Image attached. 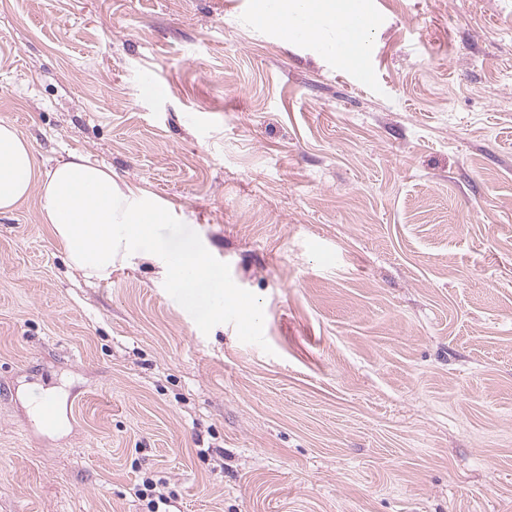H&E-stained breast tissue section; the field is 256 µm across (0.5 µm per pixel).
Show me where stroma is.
Returning a JSON list of instances; mask_svg holds the SVG:
<instances>
[{
    "instance_id": "obj_1",
    "label": "stroma",
    "mask_w": 512,
    "mask_h": 512,
    "mask_svg": "<svg viewBox=\"0 0 512 512\" xmlns=\"http://www.w3.org/2000/svg\"><path fill=\"white\" fill-rule=\"evenodd\" d=\"M375 2L366 85L255 0H0V123L169 209L105 282L37 196L0 214V512H148V479L161 512H512V0ZM185 244L211 315L162 279Z\"/></svg>"
}]
</instances>
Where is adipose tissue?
I'll use <instances>...</instances> for the list:
<instances>
[{
  "instance_id": "obj_1",
  "label": "adipose tissue",
  "mask_w": 512,
  "mask_h": 512,
  "mask_svg": "<svg viewBox=\"0 0 512 512\" xmlns=\"http://www.w3.org/2000/svg\"><path fill=\"white\" fill-rule=\"evenodd\" d=\"M359 0H276L262 21L273 27L283 18L308 25L313 38L329 41L336 24ZM37 194L41 223L61 244L71 267L85 277L107 280L115 264L139 251L164 223L166 208L138 186L117 181L110 167L82 155L41 169L30 143L16 127L0 124V214L13 211ZM162 275L169 287L189 292L200 304L208 289L224 285L220 270L206 254L184 246L168 260Z\"/></svg>"
}]
</instances>
